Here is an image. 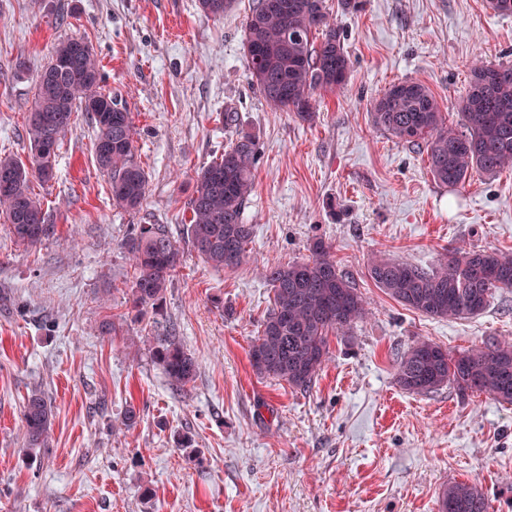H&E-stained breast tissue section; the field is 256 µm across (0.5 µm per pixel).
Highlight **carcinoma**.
<instances>
[{"label": "carcinoma", "mask_w": 512, "mask_h": 512, "mask_svg": "<svg viewBox=\"0 0 512 512\" xmlns=\"http://www.w3.org/2000/svg\"><path fill=\"white\" fill-rule=\"evenodd\" d=\"M235 0H198L201 12L221 17ZM264 0H252L245 22L243 51L250 85L274 109L311 117L318 89L341 87L351 59L340 30L330 21L324 0H282L284 9L267 11ZM322 32L315 43L311 35ZM102 74L92 47L79 39L60 42L37 73L34 101L27 113L30 143L27 161L0 158V172L10 173L0 186V213L14 242L24 248L50 236L54 226L32 183L53 179L61 138L76 111L85 112L95 128L94 158L109 179L113 206L137 211L147 191L145 170L136 159L130 112H91L87 102L121 103L101 90ZM463 128L445 123L428 86L415 80L391 85L370 104L373 124L426 152L434 180L448 187L466 182L472 173L488 177L512 166V64L471 66V79L458 104ZM257 147L247 135L237 136L224 153L199 169L186 202L191 213L186 237L191 248L216 270L234 269L248 257L252 225L243 211L252 191ZM134 267L129 302L139 311L161 309L170 277L182 253L162 224H139L125 243ZM303 262L267 268L271 308L249 347L257 374L306 390L328 354L329 336L349 328L367 314L365 301L348 276L337 268L324 241L310 244ZM367 275L406 308L432 319L480 314L497 289H512V255L458 246L431 270L418 265L373 258ZM153 358L170 384L181 389L196 375L197 365L174 336L150 343ZM396 380L410 393H431L453 384L461 393L480 392L512 404V343L487 342L458 354L420 340L397 363ZM54 406L35 388L24 404L23 449L37 455L47 447ZM487 508L476 485L455 482L439 493V512H479Z\"/></svg>", "instance_id": "1"}]
</instances>
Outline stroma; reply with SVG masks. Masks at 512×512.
I'll list each match as a JSON object with an SVG mask.
<instances>
[{
  "instance_id": "stroma-1",
  "label": "stroma",
  "mask_w": 512,
  "mask_h": 512,
  "mask_svg": "<svg viewBox=\"0 0 512 512\" xmlns=\"http://www.w3.org/2000/svg\"><path fill=\"white\" fill-rule=\"evenodd\" d=\"M58 2L41 11L34 0H0V157L27 158L36 73L58 43L81 39L99 60L102 89L131 114L148 186L140 211L113 207L81 113L54 179L32 184L53 234L26 250L0 217V512H438L453 482L477 485L488 512H512V404L452 385L409 393L396 382L397 361L417 340L454 354L512 342V291L494 292L479 315L435 320L366 274L374 256L433 268L465 242L512 253V169L442 185L425 153L369 113L390 84L412 79L457 125L472 60L512 63V16L486 0H358L349 10L326 0L353 66L341 88L314 93L304 121L271 109L249 84L251 0L221 18L201 14L196 0ZM227 112L237 115L229 131ZM239 133L257 145L244 210L253 241L239 267L217 271L186 248L185 203L196 170ZM137 224L165 225L185 249L158 313L127 303L123 244ZM318 238L368 314L331 336L304 392L258 375L248 350L271 306L267 267L308 258ZM106 319L119 335L101 336ZM166 333L198 366L181 389L148 344ZM35 388L55 420L33 461L21 432Z\"/></svg>"
}]
</instances>
